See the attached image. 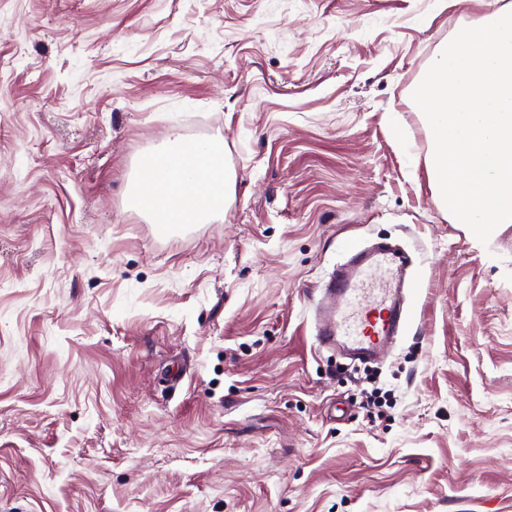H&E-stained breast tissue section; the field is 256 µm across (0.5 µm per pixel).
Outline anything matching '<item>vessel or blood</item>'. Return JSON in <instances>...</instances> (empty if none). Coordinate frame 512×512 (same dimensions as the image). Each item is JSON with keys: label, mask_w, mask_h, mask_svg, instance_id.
I'll use <instances>...</instances> for the list:
<instances>
[{"label": "vessel or blood", "mask_w": 512, "mask_h": 512, "mask_svg": "<svg viewBox=\"0 0 512 512\" xmlns=\"http://www.w3.org/2000/svg\"><path fill=\"white\" fill-rule=\"evenodd\" d=\"M342 251L343 261L318 285L321 298L310 302L314 344L343 349L354 360L373 361L412 324L403 291L414 261L385 243L366 248L351 239Z\"/></svg>", "instance_id": "1"}]
</instances>
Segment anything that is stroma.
Listing matches in <instances>:
<instances>
[{
  "label": "stroma",
  "instance_id": "stroma-1",
  "mask_svg": "<svg viewBox=\"0 0 512 512\" xmlns=\"http://www.w3.org/2000/svg\"><path fill=\"white\" fill-rule=\"evenodd\" d=\"M511 1L0 0V512H512V224L449 222L412 99ZM176 134L229 196L161 238ZM380 237L422 286L374 418L305 293ZM129 204L153 224H201L224 213L226 172L220 140L185 143L174 136L144 158L130 183Z\"/></svg>",
  "mask_w": 512,
  "mask_h": 512
}]
</instances>
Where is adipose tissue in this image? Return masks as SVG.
<instances>
[{"label": "adipose tissue", "mask_w": 512, "mask_h": 512, "mask_svg": "<svg viewBox=\"0 0 512 512\" xmlns=\"http://www.w3.org/2000/svg\"><path fill=\"white\" fill-rule=\"evenodd\" d=\"M129 204L152 223L172 228L201 224L224 212V143L174 138L144 158L130 183Z\"/></svg>", "instance_id": "obj_1"}]
</instances>
